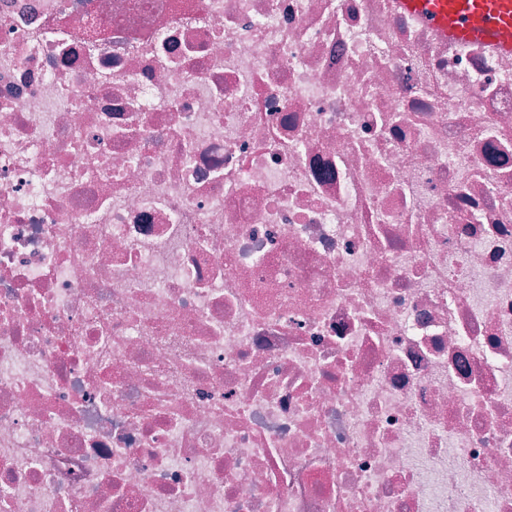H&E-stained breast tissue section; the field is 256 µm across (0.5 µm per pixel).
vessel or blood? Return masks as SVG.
<instances>
[{
    "instance_id": "vessel-or-blood-1",
    "label": "vessel or blood",
    "mask_w": 512,
    "mask_h": 512,
    "mask_svg": "<svg viewBox=\"0 0 512 512\" xmlns=\"http://www.w3.org/2000/svg\"><path fill=\"white\" fill-rule=\"evenodd\" d=\"M451 42H481L512 52V0H396Z\"/></svg>"
}]
</instances>
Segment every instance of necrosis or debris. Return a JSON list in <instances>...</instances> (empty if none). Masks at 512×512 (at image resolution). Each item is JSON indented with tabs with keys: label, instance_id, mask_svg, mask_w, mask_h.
I'll return each mask as SVG.
<instances>
[{
	"label": "necrosis or debris",
	"instance_id": "4bbe7bcc",
	"mask_svg": "<svg viewBox=\"0 0 512 512\" xmlns=\"http://www.w3.org/2000/svg\"><path fill=\"white\" fill-rule=\"evenodd\" d=\"M0 512H512V54L0 0Z\"/></svg>",
	"mask_w": 512,
	"mask_h": 512
}]
</instances>
